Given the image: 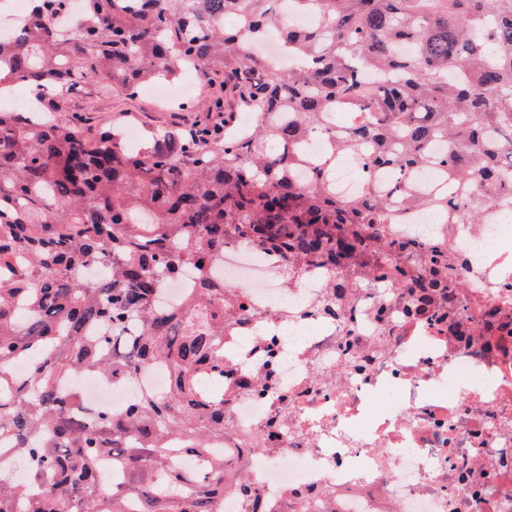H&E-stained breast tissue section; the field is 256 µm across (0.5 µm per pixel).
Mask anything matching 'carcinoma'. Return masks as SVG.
<instances>
[{
    "label": "carcinoma",
    "mask_w": 512,
    "mask_h": 512,
    "mask_svg": "<svg viewBox=\"0 0 512 512\" xmlns=\"http://www.w3.org/2000/svg\"><path fill=\"white\" fill-rule=\"evenodd\" d=\"M294 2L320 12L317 27L281 29L295 69L253 52L281 24L278 0H82L71 32L57 29L69 0H29L28 18L0 29V93L41 89L37 107L0 103V458L29 459L23 482L0 481V512H215L229 491L253 506L248 455L210 450L224 403L199 387L224 377L211 269L227 244L280 254L290 278L335 270L340 314L363 275L419 311L457 310L462 256L386 225L411 209L484 224L512 197V0ZM178 62L210 87L190 131L157 127L128 149L119 129L92 134L67 110L80 93L133 99L178 79ZM243 112L252 131L230 135ZM318 130L327 145L311 159L301 146ZM363 142L358 192L336 193V164ZM427 168L441 187L420 190ZM187 266L188 307L158 306ZM95 267L107 275L90 281ZM147 369L170 384L118 414L60 389ZM109 455L126 472L105 484ZM206 455L201 470L177 465Z\"/></svg>",
    "instance_id": "obj_1"
}]
</instances>
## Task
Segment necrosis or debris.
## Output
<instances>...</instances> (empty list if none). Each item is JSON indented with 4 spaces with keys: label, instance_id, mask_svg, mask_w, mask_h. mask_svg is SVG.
Returning a JSON list of instances; mask_svg holds the SVG:
<instances>
[{
    "label": "necrosis or debris",
    "instance_id": "4bbe7bcc",
    "mask_svg": "<svg viewBox=\"0 0 512 512\" xmlns=\"http://www.w3.org/2000/svg\"><path fill=\"white\" fill-rule=\"evenodd\" d=\"M419 223L391 230L465 253L455 336L362 289L347 319L328 314V270L287 283L283 262L224 248L215 281L239 304L224 318L227 448L249 451L264 512L305 494L309 512H512V326L473 328L495 305L512 319V224ZM147 370L122 382L75 376L88 409L120 411L167 386Z\"/></svg>",
    "mask_w": 512,
    "mask_h": 512
}]
</instances>
